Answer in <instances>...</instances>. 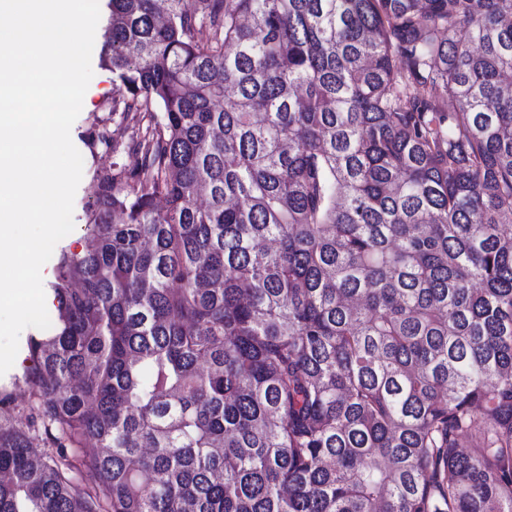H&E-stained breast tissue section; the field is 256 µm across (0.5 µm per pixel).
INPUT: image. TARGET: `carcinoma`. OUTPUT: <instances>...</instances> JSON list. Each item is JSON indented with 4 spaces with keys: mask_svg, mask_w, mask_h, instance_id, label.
Returning a JSON list of instances; mask_svg holds the SVG:
<instances>
[{
    "mask_svg": "<svg viewBox=\"0 0 512 512\" xmlns=\"http://www.w3.org/2000/svg\"><path fill=\"white\" fill-rule=\"evenodd\" d=\"M108 9L0 512H512V0ZM107 0H99L100 20L96 29L95 42L91 58L93 77L84 96L82 110L71 128V139L83 157V174L74 198L73 222L74 230L62 238L55 246L49 261L43 266V287L46 307L52 308V284L55 281L54 256L61 249L72 253H80L85 249L88 233L86 230V214L92 207V200L86 192V187L94 173L102 167L118 166L132 167L129 164L130 152L122 147L112 153V148H106L92 139L103 131L118 143H126L137 131V126L129 120H124L121 112H112V73L100 63L98 52L102 42L103 28L108 16Z\"/></svg>",
    "mask_w": 512,
    "mask_h": 512,
    "instance_id": "1",
    "label": "carcinoma"
}]
</instances>
